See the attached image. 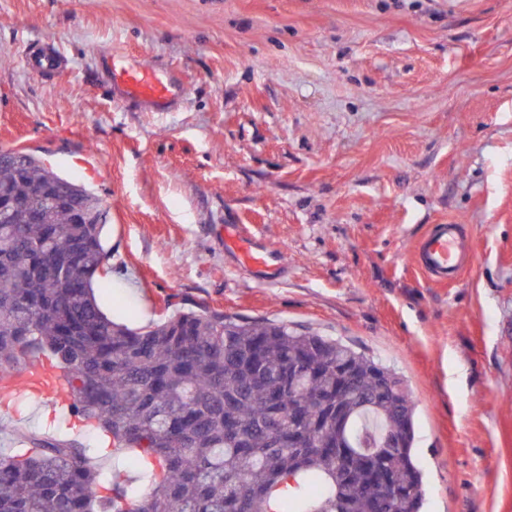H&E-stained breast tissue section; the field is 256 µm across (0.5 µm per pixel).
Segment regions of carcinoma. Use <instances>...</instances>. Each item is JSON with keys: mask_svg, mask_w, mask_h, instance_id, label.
<instances>
[{"mask_svg": "<svg viewBox=\"0 0 512 512\" xmlns=\"http://www.w3.org/2000/svg\"><path fill=\"white\" fill-rule=\"evenodd\" d=\"M55 184L67 205L41 197ZM0 198L20 203L0 223V366L50 352L72 413L123 449L106 470L88 448L23 436L25 454L0 450V512H419L415 405L392 370L286 323H118L94 292L102 200L32 154L0 163Z\"/></svg>", "mask_w": 512, "mask_h": 512, "instance_id": "cac0c4a2", "label": "carcinoma"}]
</instances>
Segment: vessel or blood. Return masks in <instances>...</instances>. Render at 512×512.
<instances>
[{
    "label": "vessel or blood",
    "instance_id": "obj_1",
    "mask_svg": "<svg viewBox=\"0 0 512 512\" xmlns=\"http://www.w3.org/2000/svg\"><path fill=\"white\" fill-rule=\"evenodd\" d=\"M29 69L54 74L60 61L50 46L30 53ZM102 75L120 98L145 103L161 112L180 102L185 94L175 79L162 75L150 65L127 55L111 54L100 62ZM233 240L245 264L257 272H269L279 256L255 246L248 235L234 233ZM419 269L430 280L447 283L456 280L472 260V246L460 225L437 224L415 246ZM26 394L47 400L57 408H69L71 395L63 385L61 371L50 360H35L0 372V414L7 413L12 399Z\"/></svg>",
    "mask_w": 512,
    "mask_h": 512
}]
</instances>
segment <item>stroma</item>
Wrapping results in <instances>:
<instances>
[{
    "label": "stroma",
    "instance_id": "stroma-1",
    "mask_svg": "<svg viewBox=\"0 0 512 512\" xmlns=\"http://www.w3.org/2000/svg\"><path fill=\"white\" fill-rule=\"evenodd\" d=\"M48 41L62 68L39 76ZM111 51L185 102L114 103ZM0 146L103 200L127 282L98 290L108 315L207 307L351 344L410 391L423 512H512V0H0ZM230 224L282 252L268 285ZM436 224L472 241L452 284L414 265ZM22 432L99 445L44 402L0 417V448Z\"/></svg>",
    "mask_w": 512,
    "mask_h": 512
}]
</instances>
